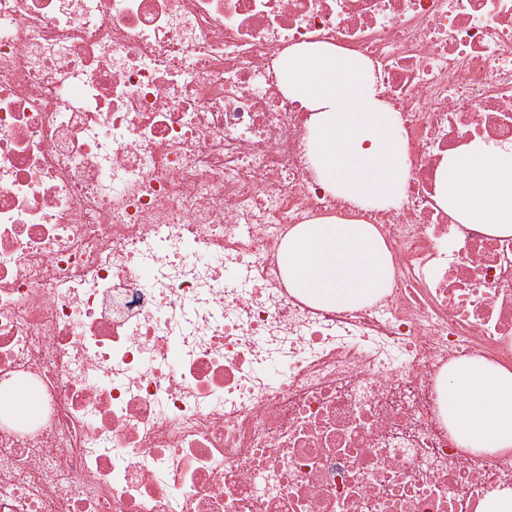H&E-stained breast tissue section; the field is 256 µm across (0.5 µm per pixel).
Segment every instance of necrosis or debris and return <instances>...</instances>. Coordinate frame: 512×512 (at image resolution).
I'll list each match as a JSON object with an SVG mask.
<instances>
[{"mask_svg":"<svg viewBox=\"0 0 512 512\" xmlns=\"http://www.w3.org/2000/svg\"><path fill=\"white\" fill-rule=\"evenodd\" d=\"M317 43L370 60L398 205L321 185L275 70ZM476 138L512 145V0H0V512H477L511 487L439 409L451 363L512 361V237L436 200ZM356 215L386 291L294 295L291 230Z\"/></svg>","mask_w":512,"mask_h":512,"instance_id":"obj_1","label":"necrosis or debris"}]
</instances>
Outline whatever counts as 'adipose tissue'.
<instances>
[{
    "instance_id": "ef3b65f1",
    "label": "adipose tissue",
    "mask_w": 512,
    "mask_h": 512,
    "mask_svg": "<svg viewBox=\"0 0 512 512\" xmlns=\"http://www.w3.org/2000/svg\"><path fill=\"white\" fill-rule=\"evenodd\" d=\"M437 200L462 224L512 236V147L471 141L441 164ZM288 283L326 309H350L382 294L392 258L374 225L332 218L298 225L284 246ZM440 413L462 446L512 457V368L479 358L456 361L440 378Z\"/></svg>"
}]
</instances>
